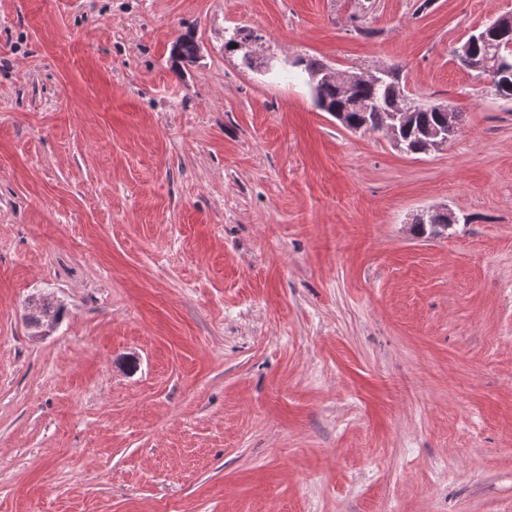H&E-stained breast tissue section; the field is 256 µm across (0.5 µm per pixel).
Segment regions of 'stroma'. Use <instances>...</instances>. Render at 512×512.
<instances>
[{"label":"stroma","mask_w":512,"mask_h":512,"mask_svg":"<svg viewBox=\"0 0 512 512\" xmlns=\"http://www.w3.org/2000/svg\"><path fill=\"white\" fill-rule=\"evenodd\" d=\"M508 11L0 0V512H512V101L454 55ZM302 58L460 132L350 131ZM440 110L442 112L448 114V125L431 130L426 134L425 148H424L422 154H431L433 152L442 150L445 147H447L448 142L450 141V139L453 135V131H454V113H455V125H456L455 135L460 130V122H461L460 112H455V110H453L451 108V106H449L447 103H442L440 105ZM427 215L428 212H422L416 214L412 219V223L419 222L413 225L418 235L441 236L452 224L458 222V218L452 212H448V214L435 212L426 222L422 223L421 221H424Z\"/></svg>","instance_id":"1"}]
</instances>
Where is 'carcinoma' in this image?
<instances>
[{
	"label": "carcinoma",
	"mask_w": 512,
	"mask_h": 512,
	"mask_svg": "<svg viewBox=\"0 0 512 512\" xmlns=\"http://www.w3.org/2000/svg\"><path fill=\"white\" fill-rule=\"evenodd\" d=\"M472 43L471 71L491 79L495 92L504 100H512V25L497 26L489 31L482 29L470 34ZM198 44L192 34L180 36L173 46L175 61L196 59ZM389 77L383 82L364 80L355 84L349 96L342 95L339 84L324 80L313 86L317 107L325 112L346 113L349 122L366 125L380 131L379 122L384 113L403 107L398 98L401 83L399 69L388 68ZM438 103L416 102L409 117V142L416 143V136L439 125ZM419 235L441 236L450 228L448 215L436 212L424 223L413 225Z\"/></svg>",
	"instance_id": "cac0c4a2"
}]
</instances>
